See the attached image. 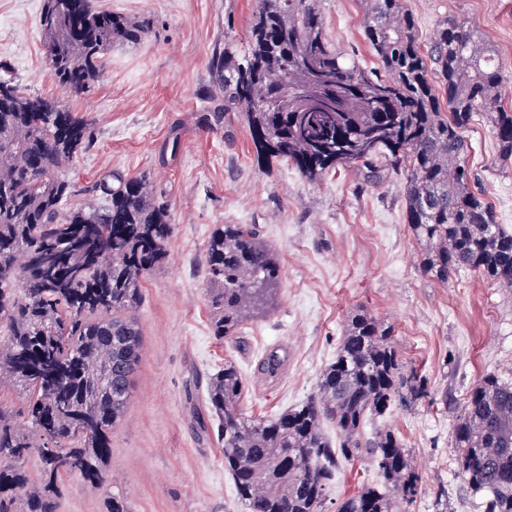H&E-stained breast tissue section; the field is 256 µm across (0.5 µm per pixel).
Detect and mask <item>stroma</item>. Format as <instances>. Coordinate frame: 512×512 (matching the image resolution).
Segmentation results:
<instances>
[{
  "label": "stroma",
  "instance_id": "1",
  "mask_svg": "<svg viewBox=\"0 0 512 512\" xmlns=\"http://www.w3.org/2000/svg\"><path fill=\"white\" fill-rule=\"evenodd\" d=\"M99 8L149 24L140 44L113 45L91 92L77 97L46 66L39 21L44 0H0V61L30 93L51 97L93 121L94 144L67 166L68 208L102 206L105 176L145 174L163 188L172 224L168 262L143 282L136 312L142 333L131 403L112 432L108 480L99 489L61 480L59 512H107L125 496L131 512H246L224 470L214 426H202L205 378L233 362L243 405L270 418L315 389L335 361L350 316L365 311L393 329L406 370L428 395L394 403L365 433L397 432L422 477L413 502L395 512H482L458 473L453 428L464 398L484 374L512 382V288L465 271L442 283L421 272V245L404 219L406 171L367 184L353 168L309 182L297 170L257 159L245 121L223 112L211 60L225 44L244 48L255 0H95ZM422 47L445 19H467L498 49L506 105L512 106V0H404ZM326 34L365 69L378 58L362 36L363 0H319ZM466 163L495 220L512 231V160L496 156L489 123L466 133ZM220 224L255 225L278 255V301L241 329L242 346L216 340L206 297L205 254ZM284 355L276 376L261 364ZM367 458L340 465L325 512L366 483Z\"/></svg>",
  "mask_w": 512,
  "mask_h": 512
}]
</instances>
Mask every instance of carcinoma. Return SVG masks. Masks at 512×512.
<instances>
[{
  "instance_id": "cac0c4a2",
  "label": "carcinoma",
  "mask_w": 512,
  "mask_h": 512,
  "mask_svg": "<svg viewBox=\"0 0 512 512\" xmlns=\"http://www.w3.org/2000/svg\"><path fill=\"white\" fill-rule=\"evenodd\" d=\"M40 26L51 73L77 96L91 91L113 44H137L148 31L93 0H45ZM363 37L385 75L329 43L318 0H257L244 51L226 44L213 60L224 111L206 121L242 113L258 158L291 165L310 182L345 166L378 185L406 167V221L423 243V272L445 283L466 270L512 285V232L496 224L464 161V132L478 112L499 157L512 158V110L494 46L454 17L425 52L402 0H366ZM301 89L327 100L324 111H301ZM93 142L87 117L0 78V325L8 332L0 376L25 394L27 413L0 404V512H58L63 474L94 489L105 482L112 430L139 365L133 313L142 280L167 263L170 214L147 176L113 172L96 185L105 207L65 209L66 164ZM206 275L213 336L239 345L242 323L276 295V253L252 225L221 224L206 248ZM392 336L368 313L352 315L316 392L272 418L241 407L244 382L233 363L207 376V417L248 512H324L340 462L363 456L383 486H362L337 512H394L388 486L405 502L416 498L421 478L400 436L363 434L366 419L395 399L427 396L426 379L404 371ZM326 421L336 426L335 443L323 433ZM454 438L483 512H512V383L484 374L466 394ZM33 453L35 478L23 465Z\"/></svg>"
}]
</instances>
